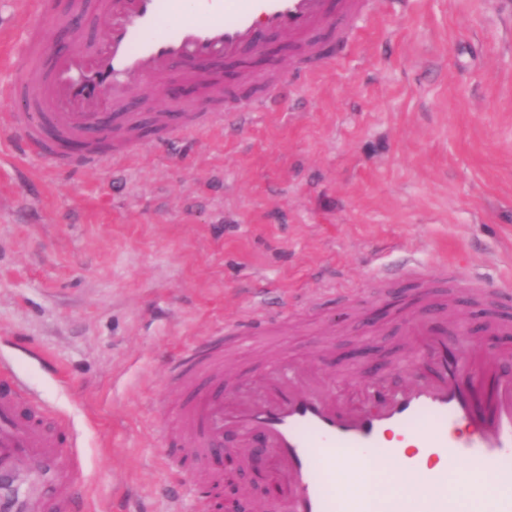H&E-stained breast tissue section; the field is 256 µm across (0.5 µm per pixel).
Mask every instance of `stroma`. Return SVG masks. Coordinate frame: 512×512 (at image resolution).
Listing matches in <instances>:
<instances>
[{
    "label": "stroma",
    "instance_id": "1",
    "mask_svg": "<svg viewBox=\"0 0 512 512\" xmlns=\"http://www.w3.org/2000/svg\"><path fill=\"white\" fill-rule=\"evenodd\" d=\"M13 0H0V83L17 70ZM353 50L290 77L277 112L65 172L0 127V365L74 432L88 512H204L170 428L189 348L224 341V375L323 369L355 399L368 344L386 376L422 363L408 331L426 306L512 361V301L458 294L512 279V10L501 0H376ZM412 263L428 278L376 284ZM294 295L291 309L281 299Z\"/></svg>",
    "mask_w": 512,
    "mask_h": 512
}]
</instances>
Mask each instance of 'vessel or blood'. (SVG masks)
Segmentation results:
<instances>
[{
    "instance_id": "obj_1",
    "label": "vessel or blood",
    "mask_w": 512,
    "mask_h": 512,
    "mask_svg": "<svg viewBox=\"0 0 512 512\" xmlns=\"http://www.w3.org/2000/svg\"><path fill=\"white\" fill-rule=\"evenodd\" d=\"M82 10L51 11L45 0H17L16 13L31 32L19 46L17 77L0 85V100H26L33 110L12 112L7 124L30 153L55 159L43 136L52 126L63 141L96 131L121 153L146 147L137 117L128 112L133 85L145 95L165 91L170 76L204 86L191 112H161L153 142L206 127L230 126L220 106L215 72L273 34L297 53L325 62L317 33L334 22L350 35L369 16L368 0H100L107 19L103 42L85 45L74 34L70 49L49 54L36 33L42 23L62 26ZM288 82L267 81L246 109L275 112ZM423 334L428 366L404 364L402 381L361 383L346 402L330 390L318 369L305 366L272 375L263 390L225 402L216 386L224 380L219 337L186 351L177 364V384L191 391L179 415L184 447L206 455L238 441L236 455L249 463L254 444L270 450L265 480L271 490L267 512H402L394 498H372L365 490L380 460L395 459L404 477L428 473L432 492L427 512H457L448 491V470L465 464L489 476L500 494L492 512H512V372L495 356L469 352L467 332ZM209 385H198L199 377ZM79 454L67 426L36 408L22 380L0 370V512H84L76 489Z\"/></svg>"
}]
</instances>
